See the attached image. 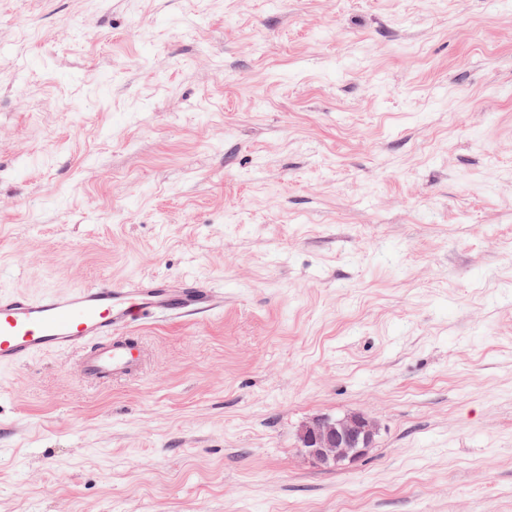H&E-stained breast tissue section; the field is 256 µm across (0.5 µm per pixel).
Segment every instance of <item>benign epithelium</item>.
I'll use <instances>...</instances> for the list:
<instances>
[{
	"instance_id": "obj_1",
	"label": "benign epithelium",
	"mask_w": 512,
	"mask_h": 512,
	"mask_svg": "<svg viewBox=\"0 0 512 512\" xmlns=\"http://www.w3.org/2000/svg\"><path fill=\"white\" fill-rule=\"evenodd\" d=\"M379 432L377 420L366 413L318 415L301 425L298 452L303 461L314 467L338 469L365 456L374 447Z\"/></svg>"
}]
</instances>
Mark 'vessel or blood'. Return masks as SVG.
Returning <instances> with one entry per match:
<instances>
[{
  "instance_id": "vessel-or-blood-1",
  "label": "vessel or blood",
  "mask_w": 512,
  "mask_h": 512,
  "mask_svg": "<svg viewBox=\"0 0 512 512\" xmlns=\"http://www.w3.org/2000/svg\"><path fill=\"white\" fill-rule=\"evenodd\" d=\"M223 305V294L187 279L176 285L143 279L121 287L102 280L36 295L0 291V370L46 353H72L86 380H126L144 364L133 329Z\"/></svg>"
}]
</instances>
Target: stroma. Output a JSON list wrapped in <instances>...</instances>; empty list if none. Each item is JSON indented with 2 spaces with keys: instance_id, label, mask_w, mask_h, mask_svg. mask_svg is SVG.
<instances>
[{
  "instance_id": "stroma-1",
  "label": "stroma",
  "mask_w": 512,
  "mask_h": 512,
  "mask_svg": "<svg viewBox=\"0 0 512 512\" xmlns=\"http://www.w3.org/2000/svg\"><path fill=\"white\" fill-rule=\"evenodd\" d=\"M142 277L224 309L0 371V512H512V0H0V286ZM379 432L377 420L366 413L318 415L301 425L298 452L309 465L338 469L365 456L374 447Z\"/></svg>"
}]
</instances>
